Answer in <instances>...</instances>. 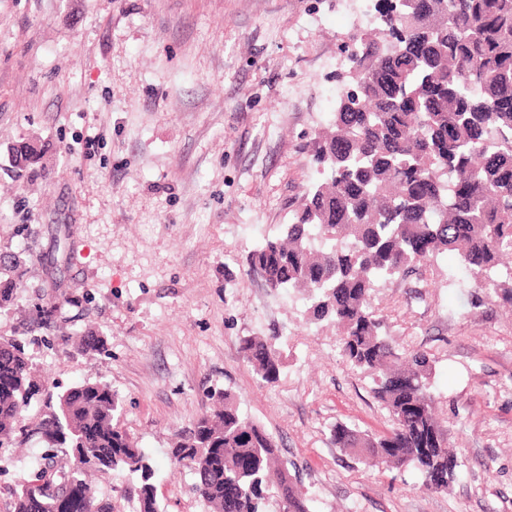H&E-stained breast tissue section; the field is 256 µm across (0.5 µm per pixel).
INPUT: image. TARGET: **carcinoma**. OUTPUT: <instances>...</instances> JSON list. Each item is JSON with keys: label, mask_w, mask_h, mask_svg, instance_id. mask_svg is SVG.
I'll use <instances>...</instances> for the list:
<instances>
[{"label": "carcinoma", "mask_w": 512, "mask_h": 512, "mask_svg": "<svg viewBox=\"0 0 512 512\" xmlns=\"http://www.w3.org/2000/svg\"><path fill=\"white\" fill-rule=\"evenodd\" d=\"M373 25L342 47L343 84L328 124L310 143L325 179L301 196L291 221L252 250L248 269L300 294L307 321L338 331L339 354L371 379L370 393L388 428L335 424L333 444L358 461L410 471L427 491H446L461 463L448 447L431 392L435 358L404 348L374 305L378 284L407 278L452 252L458 285L472 282L512 306V0H423L419 15L392 0H372ZM43 142L24 138L8 149L22 178L42 162ZM23 261L0 256V310L23 287ZM62 302L28 300L30 325L49 329ZM256 379L279 382L285 367L279 336L238 338ZM64 350L99 352L101 334L60 336ZM42 387L24 344L0 337V448L38 437L46 451L11 489L12 512H114L86 480L90 470L131 481L133 512H165L153 457L123 429L118 394L102 382L54 386L28 425ZM218 406L177 431L167 455L192 474L209 512H314L315 496L276 440L226 387L209 391ZM82 456L81 465L59 454ZM79 483L86 501L63 493Z\"/></svg>", "instance_id": "1"}]
</instances>
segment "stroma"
Returning a JSON list of instances; mask_svg holds the SVG:
<instances>
[{
  "label": "stroma",
  "instance_id": "1",
  "mask_svg": "<svg viewBox=\"0 0 512 512\" xmlns=\"http://www.w3.org/2000/svg\"><path fill=\"white\" fill-rule=\"evenodd\" d=\"M352 30L343 0H0V255L38 232L0 336L23 331L27 300L65 296L50 333L91 326L100 354L29 348L38 382L107 383L121 424L155 461L166 512H207L167 450L228 385L303 468L315 512H512V311L449 284L454 255L378 286L402 345L432 353L433 391L462 467L444 492L357 463L330 440L339 422L383 430L368 378L340 358L336 330L263 288L245 258L288 223L318 180L310 138L336 106ZM49 144L25 182L6 173L22 137ZM283 336L281 380L260 384L238 337ZM0 450V512L41 452Z\"/></svg>",
  "mask_w": 512,
  "mask_h": 512
}]
</instances>
